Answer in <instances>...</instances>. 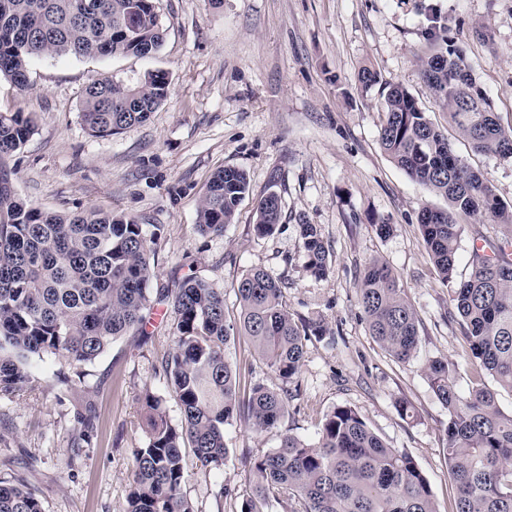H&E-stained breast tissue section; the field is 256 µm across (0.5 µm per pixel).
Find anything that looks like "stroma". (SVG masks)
<instances>
[{"mask_svg": "<svg viewBox=\"0 0 512 512\" xmlns=\"http://www.w3.org/2000/svg\"><path fill=\"white\" fill-rule=\"evenodd\" d=\"M161 49L147 57H38L26 90L0 80V111L32 114L35 129L9 160L17 193L43 210L88 208L135 217L152 234L153 288H175L194 274L223 290L227 314L248 270L282 282L291 313L322 321L335 343L308 342L299 389L281 423L225 428L223 470L200 468L185 450L184 491L197 512H241L252 484L249 462L288 432L314 442L323 416L354 408L387 445L408 452L441 512L454 487L443 450L448 410L421 371L445 357L461 390L470 386L460 322L448 320L450 288L425 247L418 214L448 202L412 181L380 149L377 92L362 94L358 73L370 67L405 87L443 128L458 155L512 204V160L475 153L448 125L447 112L421 78L420 60L440 27L459 50L500 123L512 126V0H158ZM163 70L169 95L150 119L110 137L89 134L80 118L85 87L107 77L130 82ZM244 169L249 191L223 235L201 233L197 206L212 174ZM281 199L275 232L256 235L257 204ZM391 224L389 236L376 231ZM317 225L329 252L320 279L305 268L300 227ZM497 224L465 221L456 275L470 273L472 241L496 240ZM398 275L421 322L418 354L401 363L369 335L356 283L373 259ZM175 316L147 318L142 332L116 340L94 362L47 357L40 378L18 395L0 393V452L11 463L0 481L21 479L43 512H119L129 493L132 451L144 445V390L180 425L163 361L174 345ZM408 401L415 418L397 411ZM95 410L88 445L70 449L76 413Z\"/></svg>", "mask_w": 512, "mask_h": 512, "instance_id": "stroma-1", "label": "stroma"}]
</instances>
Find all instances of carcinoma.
<instances>
[{
	"label": "carcinoma",
	"mask_w": 512,
	"mask_h": 512,
	"mask_svg": "<svg viewBox=\"0 0 512 512\" xmlns=\"http://www.w3.org/2000/svg\"><path fill=\"white\" fill-rule=\"evenodd\" d=\"M163 30L156 0H0V78L27 87L31 59L40 56H148L158 52ZM422 77L448 112V123L483 154L512 159V127L492 111L459 51L437 35L423 61ZM365 93L378 89L383 120L378 141L412 180L448 200V209L419 215L424 243L442 280L453 284L448 320L466 328L468 360L477 375L512 391V208L489 181L456 155L403 86L380 80L364 67ZM164 71L134 83L100 78L84 92L81 119L96 137H109L146 122L169 94ZM34 131L23 112H0V393L24 391L36 379L35 361L54 357L91 363L120 336L143 328L146 314L164 304L177 319L172 353L164 360L181 427L168 423L161 399L142 395L149 431L132 450V484L120 512H196L186 498L184 449L200 467L224 469V428L241 413L257 431L279 425L303 366L306 342L333 331L321 321L294 319L279 281L262 268L241 277L235 291L237 319H228L224 291L197 276L175 289L152 292L155 276L143 225L95 208L61 214L44 211L15 191L5 159ZM249 191L246 172L218 170L198 205L204 234L220 235L233 223ZM487 217L506 228L494 243L476 246L471 272L455 280L456 252L464 218ZM281 218L277 194L257 206L259 236L272 234ZM305 267L328 274V250L314 224L301 225ZM369 335L400 362L418 349L420 320L389 265L372 260L356 285ZM245 336L280 382L243 389L227 355L231 340ZM422 371L448 409L444 451L454 486L453 512H512V414L497 406L483 382L463 392L455 365L427 361ZM78 414L73 445L89 439L93 404ZM253 484L242 512H266L270 500L286 512H439L429 483L414 458L389 447L348 406L322 419L309 443L283 433L276 448L250 462ZM0 512H43L22 480L0 481Z\"/></svg>",
	"instance_id": "cac0c4a2"
}]
</instances>
